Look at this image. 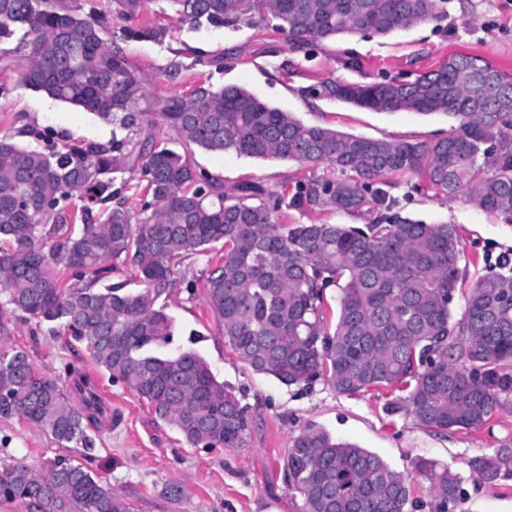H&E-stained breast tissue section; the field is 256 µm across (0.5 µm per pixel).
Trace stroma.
<instances>
[{
	"mask_svg": "<svg viewBox=\"0 0 512 512\" xmlns=\"http://www.w3.org/2000/svg\"><path fill=\"white\" fill-rule=\"evenodd\" d=\"M143 18L167 28L164 42L128 40L119 32L112 39L131 69L147 79V102L185 96L200 85H239L304 122L373 138L431 141L447 136L452 121L439 113L373 112L311 99L304 88L328 77L355 82H375L387 73L413 77L459 53L482 56L512 74V0H451L443 21L420 22L387 37L349 36L320 44L309 54L290 52L280 36L259 26L179 24L164 11L162 0H151ZM349 51L360 59L359 71L344 68ZM3 136L37 149L72 139L87 147L108 146L112 127L24 87L15 68L0 64ZM194 159L228 188L244 180L278 186L298 169L288 161L202 150ZM402 212L427 223L459 226L470 261L469 280L488 273L502 254H512V224L465 199L444 202L418 195L403 201ZM167 304L175 322V347L195 346L217 379L240 391L248 405L247 447L187 444L124 383L111 382L61 322L25 318L0 291V344L25 350L38 370L64 388H71L74 379H87L111 412L109 419L88 429L86 446L62 445L25 421L0 418V469L18 464L38 469L46 459L68 456L107 482L134 512H303V500L289 490L281 464L290 439L310 427L374 452L406 474L417 457L465 473L471 459L503 444L512 446L509 415L479 430L436 435L410 416L387 413L381 398L339 395L320 383L310 389L284 386L253 373L225 344L203 292L191 296L176 288ZM169 485L182 487L178 500L164 495ZM464 489L466 498L457 512H512V476L492 485L470 479Z\"/></svg>",
	"mask_w": 512,
	"mask_h": 512,
	"instance_id": "obj_1",
	"label": "stroma"
}]
</instances>
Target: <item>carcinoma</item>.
<instances>
[{"label":"carcinoma","instance_id":"1","mask_svg":"<svg viewBox=\"0 0 512 512\" xmlns=\"http://www.w3.org/2000/svg\"><path fill=\"white\" fill-rule=\"evenodd\" d=\"M107 13L81 17L58 0H0V51L14 37L24 50L19 80L54 101L124 131L160 121L183 152L140 150L114 139L108 148L23 147L0 138V289L17 311L64 322L111 381L145 400L190 445L244 448L248 406L216 379L193 349L171 350L173 320L158 300L181 285L182 261L219 249L209 264L205 300L224 340L253 371L286 386L322 382L340 395L388 390L391 414L436 432L478 430L512 416V259L503 256L452 304L464 275L458 225L402 215L406 199L463 197L512 223V76L478 56L450 55L404 83L397 76L361 83L328 78L305 90L373 112L444 113L448 136L430 142L371 138L309 125L256 93L228 85L142 107L145 80L112 41L162 42L164 27L140 19L150 0H111ZM198 27L264 25L292 52L341 35L387 36L448 17L449 0H166ZM288 160L308 171L289 190L253 181L226 193L194 163V149ZM133 161L151 200L138 214L127 200L92 222V206L111 201L112 174ZM85 202L75 223L73 200ZM328 211L361 224H284L282 210ZM131 267L135 292L107 283ZM339 290L337 311L325 290ZM82 407L26 352L0 346V418H22L58 442L88 444L86 428L104 419L99 396L76 384ZM428 483L434 512H455L464 477L433 459L412 462ZM476 480L512 475V446L469 462ZM289 489L305 512H408V476L381 457L323 430L291 439L283 460ZM0 496L29 512H132L130 504L65 457L41 470L0 471Z\"/></svg>","mask_w":512,"mask_h":512}]
</instances>
